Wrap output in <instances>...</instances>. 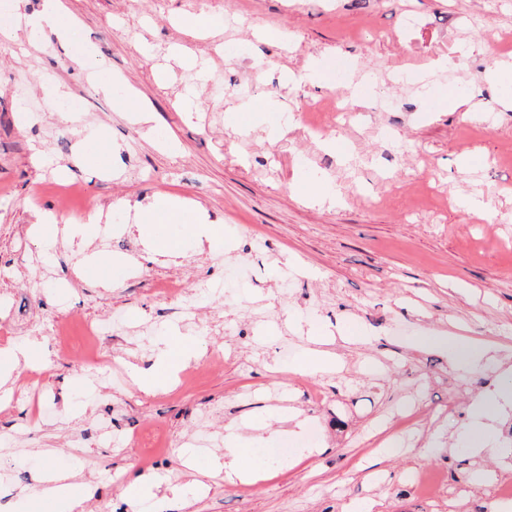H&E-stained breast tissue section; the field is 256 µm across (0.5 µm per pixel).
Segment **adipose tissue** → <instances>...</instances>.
<instances>
[{"mask_svg": "<svg viewBox=\"0 0 512 512\" xmlns=\"http://www.w3.org/2000/svg\"><path fill=\"white\" fill-rule=\"evenodd\" d=\"M132 209L136 216L137 226L146 239H153L158 225L181 223L187 225L193 236L201 242L211 245L220 239L219 227L210 222L208 216L200 211L185 213L175 200L153 198L146 203H134ZM199 353L194 344L184 338L175 336L156 356L150 369L131 366L130 375L138 387L146 392L158 391L165 387L167 374L173 363L188 364L197 360ZM501 386L478 398L473 403V420L462 428L460 436L473 454L498 455L499 447L493 446L489 427L485 420L490 417L498 406L503 393V385L512 383V366L501 369ZM245 446L240 437H229L224 453L213 458L206 467L196 468V475L206 477L212 474H224L228 481L243 484L251 483L254 467L246 461ZM92 489L84 482L61 483L48 480L46 485L36 488L31 494L24 496L20 502V512H36L38 504L44 503L52 507L53 512H83L85 502L90 498Z\"/></svg>", "mask_w": 512, "mask_h": 512, "instance_id": "1", "label": "adipose tissue"}]
</instances>
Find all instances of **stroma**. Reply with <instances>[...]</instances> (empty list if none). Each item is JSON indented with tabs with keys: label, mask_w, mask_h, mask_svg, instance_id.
Segmentation results:
<instances>
[{
	"label": "stroma",
	"mask_w": 512,
	"mask_h": 512,
	"mask_svg": "<svg viewBox=\"0 0 512 512\" xmlns=\"http://www.w3.org/2000/svg\"><path fill=\"white\" fill-rule=\"evenodd\" d=\"M63 3L78 24L69 42L49 29L28 39L13 0H0V296L11 301L0 307V349L32 342L50 362L18 365L0 380V394L27 396L0 413V472L13 476L0 488L12 496L6 512L72 470L94 489L87 512L126 505L122 489L141 474L166 493L186 487L184 459L205 465L234 432L248 449L288 455L254 457L264 478L253 486L206 478L191 512H347L358 500L369 512H495L512 459L473 456L459 431L496 371L457 365L417 338L438 331L490 345L512 365V109L486 78L496 58L512 54V0ZM184 12L205 13V26L177 27ZM265 29L279 40L262 37ZM143 44L151 56L140 54ZM88 45L119 88L151 107L153 122L113 111L78 60ZM175 46L194 67L177 62ZM228 55L235 65H225ZM444 56L449 67L430 69ZM259 58L261 79L252 68ZM314 61L326 85L284 79ZM48 79L84 101L80 123L23 108ZM365 80L370 92L354 99ZM461 85L475 111L469 121L442 102ZM260 101L274 109L257 128L239 134L227 124L230 108ZM338 101L357 117L334 128L328 112ZM103 134L123 150L111 170L97 171L80 148ZM332 137L344 156L325 150ZM475 155L487 164L460 166ZM54 174L80 182L89 209L111 211L122 227L113 244L99 229L87 240L37 224L57 208L47 186ZM314 176L339 186L334 206L300 197ZM471 194L491 220L465 212ZM158 195L206 211L221 242L208 247L163 224L147 244L118 202ZM97 252L126 259L120 287L83 277L84 259ZM171 273L194 317L157 296V280ZM16 308L26 312L18 334ZM115 312L149 333L114 336L92 367L54 348L52 321L70 322L68 343L81 348V319ZM230 325L249 336L224 334ZM173 335L199 345L196 386L136 389L128 366L150 367ZM318 352L335 355V370L297 374ZM46 402L57 413L50 427L39 420ZM406 402L414 416L390 423ZM216 406L214 447L192 448L199 415ZM103 423L108 445L96 439ZM435 435L441 449L424 453ZM169 438L184 440L181 453L165 454ZM15 440L23 455L9 451ZM423 468L445 484L435 499L415 486Z\"/></svg>",
	"instance_id": "1"
}]
</instances>
